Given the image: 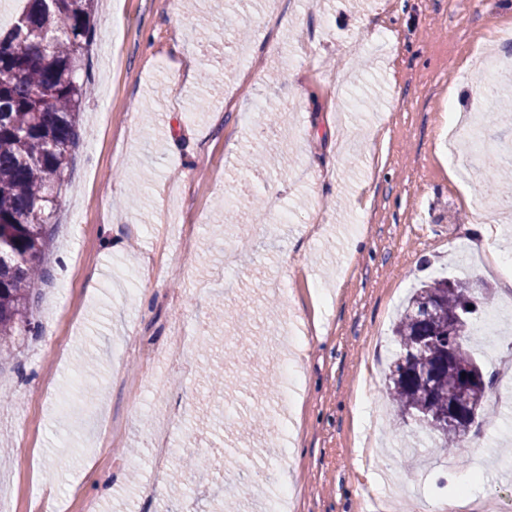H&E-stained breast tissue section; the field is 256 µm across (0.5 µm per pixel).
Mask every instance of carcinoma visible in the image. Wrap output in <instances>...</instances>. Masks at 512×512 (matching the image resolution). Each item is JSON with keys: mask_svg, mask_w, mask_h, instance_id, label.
Instances as JSON below:
<instances>
[{"mask_svg": "<svg viewBox=\"0 0 512 512\" xmlns=\"http://www.w3.org/2000/svg\"><path fill=\"white\" fill-rule=\"evenodd\" d=\"M91 2L26 0L0 39V340L33 331L25 320L31 284L50 277L42 255L55 189L79 145V108L90 88L83 68L95 37ZM477 312L469 280H435L414 292L392 330L399 352L386 374L387 397L450 452L464 448L493 384H460L462 366L482 368L471 349ZM423 339L434 346L419 354ZM453 405L470 419L449 425Z\"/></svg>", "mask_w": 512, "mask_h": 512, "instance_id": "1", "label": "carcinoma"}]
</instances>
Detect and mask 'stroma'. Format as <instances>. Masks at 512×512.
<instances>
[{
	"instance_id": "obj_1",
	"label": "stroma",
	"mask_w": 512,
	"mask_h": 512,
	"mask_svg": "<svg viewBox=\"0 0 512 512\" xmlns=\"http://www.w3.org/2000/svg\"><path fill=\"white\" fill-rule=\"evenodd\" d=\"M207 0L198 30L185 0H95L88 54L94 92L79 117L81 145L58 187L48 246L51 277L36 283L34 336L0 342V512H267L276 486L236 497L244 468L285 465L295 512H438L470 471L477 499L512 512V290L486 272L465 230L486 209L496 256L512 264V184L485 185L512 166V118L482 127L478 168L453 165L448 114L484 112L486 72L471 48L512 22L506 0H281L280 20L256 24L260 0L227 13ZM247 30L232 71L224 29ZM193 60V79H175ZM282 110L291 141L269 147L290 163L266 175L241 166L252 148L255 97ZM280 196L262 233L239 238L235 198ZM468 278L486 290L474 333L495 391L467 444L479 458L403 456L399 435L430 440L386 398L397 347L390 328L422 281ZM236 308L213 324L214 311ZM192 340L183 362H159L136 387L113 359L140 367L126 341L162 344L174 320ZM305 337L294 410L260 399L277 379L273 329ZM224 389H207L208 369ZM264 419L246 434L225 414ZM170 464L213 457L188 491L149 459L151 432L171 410ZM467 482V481H466ZM154 485L153 497L141 494Z\"/></svg>"
}]
</instances>
